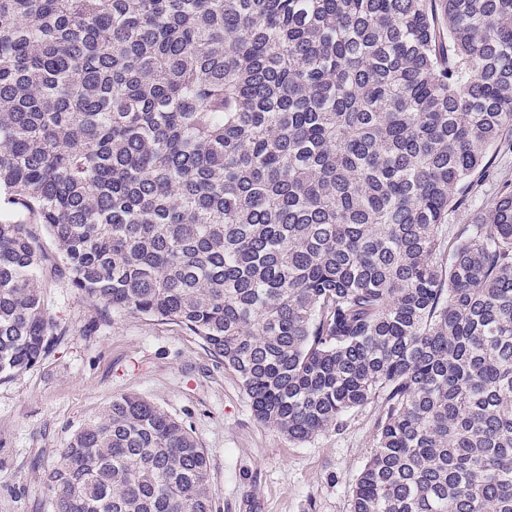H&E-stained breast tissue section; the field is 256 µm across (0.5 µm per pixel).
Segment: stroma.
Returning a JSON list of instances; mask_svg holds the SVG:
<instances>
[{"instance_id": "stroma-1", "label": "stroma", "mask_w": 512, "mask_h": 512, "mask_svg": "<svg viewBox=\"0 0 512 512\" xmlns=\"http://www.w3.org/2000/svg\"><path fill=\"white\" fill-rule=\"evenodd\" d=\"M43 290L60 334L35 366L0 381V512H53L46 475L60 448L127 394L192 431L215 512H350L376 447L377 403L339 429L288 440L256 420L236 373L181 326L114 313L63 279Z\"/></svg>"}]
</instances>
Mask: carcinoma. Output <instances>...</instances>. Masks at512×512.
<instances>
[{
    "label": "carcinoma",
    "instance_id": "carcinoma-1",
    "mask_svg": "<svg viewBox=\"0 0 512 512\" xmlns=\"http://www.w3.org/2000/svg\"><path fill=\"white\" fill-rule=\"evenodd\" d=\"M512 0H0V380L71 287L175 323L304 442L376 398L351 512H512ZM54 512H214L136 395L70 438ZM508 146L502 145L495 153L497 155L493 175L489 177L482 186L478 187L480 204H486L493 199L498 186L508 181L512 183V142Z\"/></svg>",
    "mask_w": 512,
    "mask_h": 512
}]
</instances>
